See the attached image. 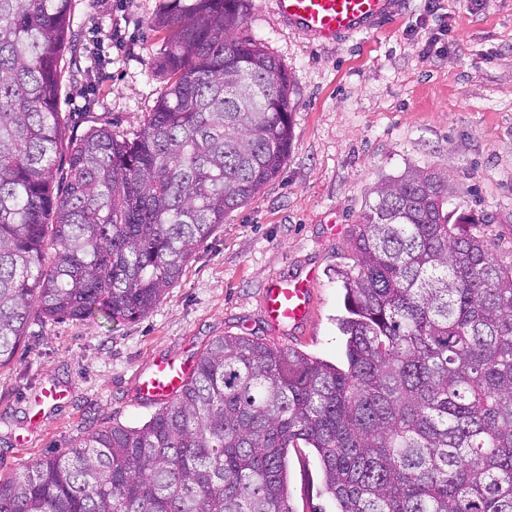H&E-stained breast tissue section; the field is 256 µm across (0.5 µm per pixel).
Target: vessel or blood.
I'll return each mask as SVG.
<instances>
[{
  "label": "vessel or blood",
  "instance_id": "obj_1",
  "mask_svg": "<svg viewBox=\"0 0 512 512\" xmlns=\"http://www.w3.org/2000/svg\"><path fill=\"white\" fill-rule=\"evenodd\" d=\"M283 24L324 43H335L367 32L393 17L394 0H275ZM311 278L285 276L264 290L263 308L275 330L298 328L311 316ZM191 374L190 366L159 360L141 374L138 395L146 402L174 398Z\"/></svg>",
  "mask_w": 512,
  "mask_h": 512
}]
</instances>
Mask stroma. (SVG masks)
Masks as SVG:
<instances>
[{"mask_svg":"<svg viewBox=\"0 0 512 512\" xmlns=\"http://www.w3.org/2000/svg\"><path fill=\"white\" fill-rule=\"evenodd\" d=\"M402 0L386 24L335 44L283 25L272 0H251L240 34L262 43L293 82L292 145L279 174L229 213L145 317L112 324L32 314L0 368V477L66 451L92 430L137 426L153 406L137 382L154 361H192L212 339L248 336L336 365L345 362L337 268L369 188L412 164L447 175L449 207L512 263V0ZM159 0H73L75 37L58 108L66 171L89 129L136 134L166 87L152 63ZM308 276L307 325L273 333L262 295L279 276ZM64 397L53 400L43 392ZM26 438L19 446L18 438ZM293 512H336L314 449L288 451Z\"/></svg>","mask_w":512,"mask_h":512,"instance_id":"obj_1","label":"stroma"}]
</instances>
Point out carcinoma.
I'll return each mask as SVG.
<instances>
[{
    "label": "carcinoma",
    "mask_w": 512,
    "mask_h": 512,
    "mask_svg": "<svg viewBox=\"0 0 512 512\" xmlns=\"http://www.w3.org/2000/svg\"><path fill=\"white\" fill-rule=\"evenodd\" d=\"M72 0H0V368L32 313L133 321L277 176L292 81L237 32L250 0H162L167 78L143 128L62 135ZM338 271L346 366L220 336L141 426L97 429L0 478V512H291L288 449L336 512H512V264L408 166L371 189Z\"/></svg>",
    "instance_id": "cac0c4a2"
}]
</instances>
